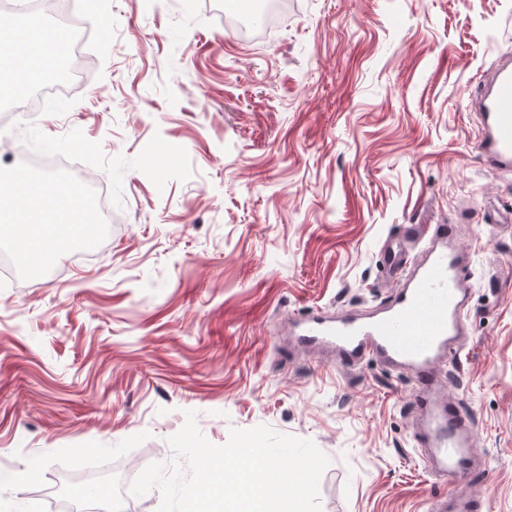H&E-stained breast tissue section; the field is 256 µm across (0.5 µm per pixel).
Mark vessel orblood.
<instances>
[{"label": "vessel or blood", "mask_w": 512, "mask_h": 512, "mask_svg": "<svg viewBox=\"0 0 512 512\" xmlns=\"http://www.w3.org/2000/svg\"><path fill=\"white\" fill-rule=\"evenodd\" d=\"M482 137L479 150L493 173L512 172V60L495 68L475 94ZM458 227L408 225L403 239L381 250L382 264L398 284L395 301L366 315L332 316L316 312L293 322L289 334L295 346L330 348L349 367L377 360L411 371L414 385L409 401L426 422L417 433L422 458L439 478L462 476L474 469L473 447L479 428L472 414L459 409L444 393L437 362L454 351V340L466 330L463 314L472 288L470 261L456 246ZM424 245L425 257L408 267V247ZM439 512H479L482 503L472 493L437 500Z\"/></svg>", "instance_id": "vessel-or-blood-1"}]
</instances>
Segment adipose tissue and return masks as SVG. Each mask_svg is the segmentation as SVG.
<instances>
[{
  "mask_svg": "<svg viewBox=\"0 0 512 512\" xmlns=\"http://www.w3.org/2000/svg\"><path fill=\"white\" fill-rule=\"evenodd\" d=\"M46 37V30L0 20V76H9L0 79L1 94L16 95L55 67L39 51ZM86 215L79 197L60 182L0 179V230L11 233L25 261L38 252L69 249L85 229Z\"/></svg>",
  "mask_w": 512,
  "mask_h": 512,
  "instance_id": "1",
  "label": "adipose tissue"
}]
</instances>
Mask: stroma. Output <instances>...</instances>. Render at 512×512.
Instances as JSON below:
<instances>
[{"mask_svg": "<svg viewBox=\"0 0 512 512\" xmlns=\"http://www.w3.org/2000/svg\"><path fill=\"white\" fill-rule=\"evenodd\" d=\"M83 83L12 151L58 156L109 192L111 230L0 287V512L46 488L170 464L185 411L213 444L266 425L329 458L322 512H432L480 494L512 512V173L482 164L467 101L512 54V0H293L244 37L224 0H70ZM408 224H455L473 255L461 358L480 472L440 481L413 445L411 375L288 342L315 311L389 305L380 262ZM50 265V266H51Z\"/></svg>", "mask_w": 512, "mask_h": 512, "instance_id": "1", "label": "stroma"}]
</instances>
